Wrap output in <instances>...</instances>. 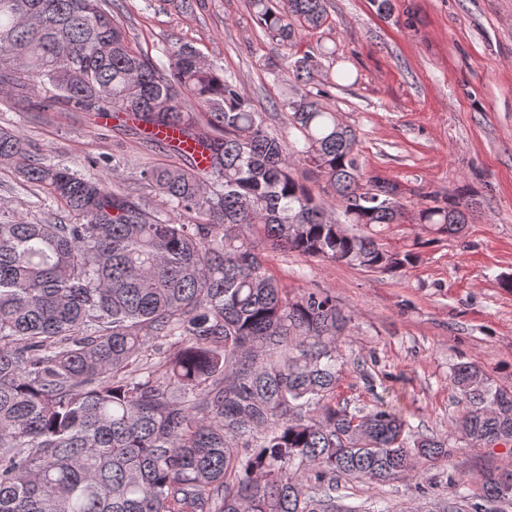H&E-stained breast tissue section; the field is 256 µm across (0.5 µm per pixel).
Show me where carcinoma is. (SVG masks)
<instances>
[{
	"label": "carcinoma",
	"instance_id": "carcinoma-1",
	"mask_svg": "<svg viewBox=\"0 0 512 512\" xmlns=\"http://www.w3.org/2000/svg\"><path fill=\"white\" fill-rule=\"evenodd\" d=\"M287 50L288 82L311 84L302 34L325 0H250ZM169 67L132 47L103 0H0V105L121 112L185 166L140 168L166 210L117 182L125 159L86 177L42 161L0 127V167L42 191L67 220L0 213V512H336L340 480L382 485L450 445L412 439L403 414L336 403V340L348 317L332 295L290 296L260 245L397 274L413 253L380 243L402 223L405 191L366 171L356 133L322 103L336 88L284 100L290 145L224 69L189 43ZM176 131L199 166L157 138ZM316 174L344 221L299 175ZM417 223L447 235L474 203L427 193ZM469 402L461 426L512 443V390L476 366L452 376ZM440 512H498L512 471L482 475L471 497L453 476ZM343 512H391L383 498Z\"/></svg>",
	"mask_w": 512,
	"mask_h": 512
}]
</instances>
